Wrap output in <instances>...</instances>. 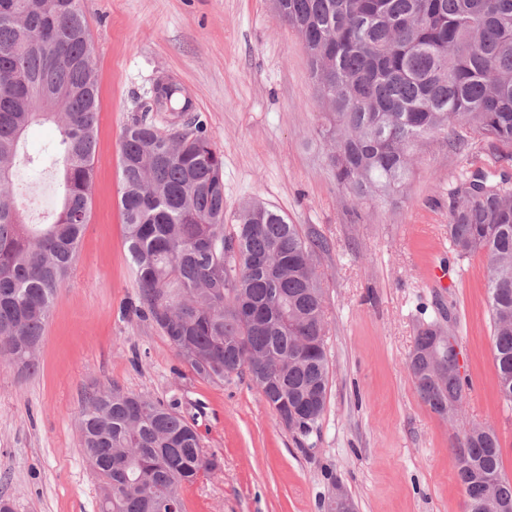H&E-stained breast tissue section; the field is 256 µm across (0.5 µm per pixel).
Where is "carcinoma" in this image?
Wrapping results in <instances>:
<instances>
[{"instance_id": "carcinoma-1", "label": "carcinoma", "mask_w": 512, "mask_h": 512, "mask_svg": "<svg viewBox=\"0 0 512 512\" xmlns=\"http://www.w3.org/2000/svg\"><path fill=\"white\" fill-rule=\"evenodd\" d=\"M300 36L328 110L321 135L338 185L353 199L402 185L415 147L446 135L512 147V0H273ZM121 144L125 240L139 284L135 312L161 330L196 376L248 374L278 421L308 437L329 384L325 242L255 202L229 224L224 161L192 99L152 85ZM176 120L160 129L153 113ZM99 121L96 64L80 0H0V360L33 372L58 288L73 272L89 214ZM51 124L59 156L25 150ZM450 192L448 242L457 260L487 259L500 398L512 405V175L478 161ZM51 168L61 194L50 224H30L14 196L18 167ZM420 327L408 372L442 418L468 380L433 374ZM85 456L102 479L100 512H183L181 488L216 468L199 433L172 406L112 386L79 413ZM467 512H512V480L496 432L473 425L452 449Z\"/></svg>"}]
</instances>
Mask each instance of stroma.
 <instances>
[{"label":"stroma","mask_w":512,"mask_h":512,"mask_svg":"<svg viewBox=\"0 0 512 512\" xmlns=\"http://www.w3.org/2000/svg\"><path fill=\"white\" fill-rule=\"evenodd\" d=\"M96 60L95 180L72 277L56 294L30 374L0 363V496L15 512H99L102 482L81 444L84 395L119 386L172 404L195 424L216 469L184 485V512H322L342 485L358 512H466L451 448L491 427L512 479V406L499 397L485 298L486 258L453 260L450 192L469 155L512 172V150L444 136L414 153L405 190L356 202L327 167L324 107L298 34L272 0H81ZM175 77L224 159V208L258 199L313 228L329 320V385L313 433L295 438L248 376L189 371L134 312L139 287L124 240L121 143L154 79ZM28 219L51 221L50 174L19 170ZM448 269V284L433 276ZM450 312L469 388L456 420L431 412L407 370L423 323Z\"/></svg>","instance_id":"1"}]
</instances>
